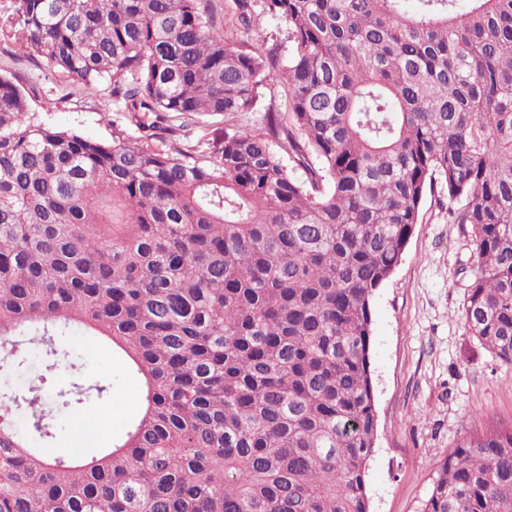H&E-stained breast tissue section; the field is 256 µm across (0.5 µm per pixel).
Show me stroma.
<instances>
[{"instance_id": "35a3bbf8", "label": "stroma", "mask_w": 512, "mask_h": 512, "mask_svg": "<svg viewBox=\"0 0 512 512\" xmlns=\"http://www.w3.org/2000/svg\"><path fill=\"white\" fill-rule=\"evenodd\" d=\"M42 77L33 112L46 122L92 139L113 130L138 136L127 113L109 95L47 72L24 57L17 43H0V74ZM441 186L422 203L399 265L372 301L370 351L378 414L375 447L367 465L370 512H419L440 464L469 433L512 423V365L497 359L471 334L462 307L471 279L468 232L448 216ZM83 360L81 371L37 363L55 383L105 378L107 399L94 400L60 419L50 450L86 454L119 439L141 410L140 389L110 344H88L80 333L67 339Z\"/></svg>"}]
</instances>
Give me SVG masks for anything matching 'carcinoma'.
<instances>
[{"label": "carcinoma", "mask_w": 512, "mask_h": 512, "mask_svg": "<svg viewBox=\"0 0 512 512\" xmlns=\"http://www.w3.org/2000/svg\"><path fill=\"white\" fill-rule=\"evenodd\" d=\"M229 2L245 30L257 6L283 20L288 61L215 34L211 0L0 4V41L141 131L49 125L39 84L0 75V512H368L372 298L437 181L470 228L465 325L512 364V0ZM271 82L287 111L220 150L163 136ZM75 329L143 404L79 460L45 448L109 384L30 377L79 366ZM421 512H512V425L463 438Z\"/></svg>", "instance_id": "carcinoma-1"}]
</instances>
